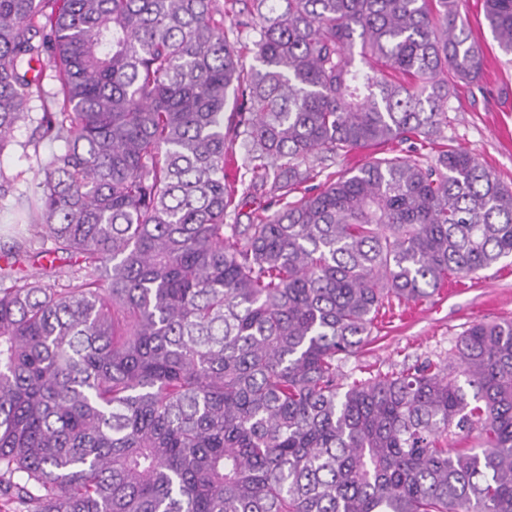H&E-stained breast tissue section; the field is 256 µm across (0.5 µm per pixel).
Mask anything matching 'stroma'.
I'll return each instance as SVG.
<instances>
[{"label": "stroma", "instance_id": "35a3bbf8", "mask_svg": "<svg viewBox=\"0 0 512 512\" xmlns=\"http://www.w3.org/2000/svg\"><path fill=\"white\" fill-rule=\"evenodd\" d=\"M473 36L486 56L477 86H459L448 111L449 144L468 151L479 164L512 186V56L504 54L484 18L483 0H460ZM31 125L17 127L12 144L0 153V172L14 180L15 194H34L38 165L59 151L56 143L29 145ZM512 319V257L501 259L456 287H443L429 298L378 317L371 341L341 358L344 381L399 371L425 361L448 362L455 343L472 324Z\"/></svg>", "mask_w": 512, "mask_h": 512}]
</instances>
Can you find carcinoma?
I'll return each mask as SVG.
<instances>
[{"instance_id": "cac0c4a2", "label": "carcinoma", "mask_w": 512, "mask_h": 512, "mask_svg": "<svg viewBox=\"0 0 512 512\" xmlns=\"http://www.w3.org/2000/svg\"><path fill=\"white\" fill-rule=\"evenodd\" d=\"M484 15L511 54L512 0ZM484 67L457 0H0V152L28 120L63 144L0 245V498L512 512V320L336 369L381 310L512 255V188L443 142ZM411 140L442 144L309 185ZM373 150L370 149H356L350 151L346 154H343L341 157L336 159V164L332 165L330 168L326 169L324 173L319 176L315 181L309 183V185H318L319 183L325 180V176L329 172H336V177L344 172H347L350 169H354L364 162H366L369 158V154H372Z\"/></svg>"}]
</instances>
